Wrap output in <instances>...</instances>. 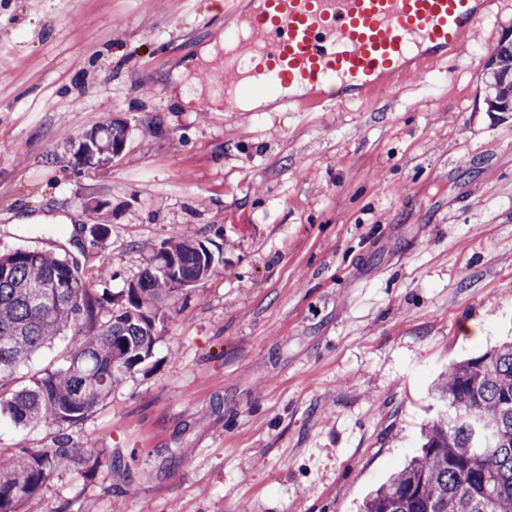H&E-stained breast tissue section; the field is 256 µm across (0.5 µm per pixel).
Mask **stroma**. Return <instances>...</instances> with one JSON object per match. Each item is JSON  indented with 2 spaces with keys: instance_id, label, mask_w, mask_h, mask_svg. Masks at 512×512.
I'll return each mask as SVG.
<instances>
[{
  "instance_id": "35a3bbf8",
  "label": "stroma",
  "mask_w": 512,
  "mask_h": 512,
  "mask_svg": "<svg viewBox=\"0 0 512 512\" xmlns=\"http://www.w3.org/2000/svg\"><path fill=\"white\" fill-rule=\"evenodd\" d=\"M224 20L217 0H0V254L76 259L114 294L167 239L223 257L72 428L96 471L62 467L20 512H361L437 377L512 340V112L484 104L512 0L426 77L312 112L212 111L207 69L171 96ZM115 119L124 153L75 167ZM53 436L0 417V465Z\"/></svg>"
}]
</instances>
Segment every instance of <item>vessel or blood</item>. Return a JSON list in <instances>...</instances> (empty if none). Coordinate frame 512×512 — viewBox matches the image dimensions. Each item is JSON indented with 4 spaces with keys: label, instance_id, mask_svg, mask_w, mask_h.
I'll use <instances>...</instances> for the list:
<instances>
[{
    "label": "vessel or blood",
    "instance_id": "obj_1",
    "mask_svg": "<svg viewBox=\"0 0 512 512\" xmlns=\"http://www.w3.org/2000/svg\"><path fill=\"white\" fill-rule=\"evenodd\" d=\"M247 28L216 85L303 88L296 111L378 98L406 77L450 60L482 18V0H253Z\"/></svg>",
    "mask_w": 512,
    "mask_h": 512
}]
</instances>
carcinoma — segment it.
Listing matches in <instances>:
<instances>
[{
	"label": "carcinoma",
	"mask_w": 512,
	"mask_h": 512,
	"mask_svg": "<svg viewBox=\"0 0 512 512\" xmlns=\"http://www.w3.org/2000/svg\"><path fill=\"white\" fill-rule=\"evenodd\" d=\"M495 54L501 80L487 86L492 112H512V42ZM97 139L88 166L111 157L112 129ZM219 259L199 239L175 238L153 250L120 300L101 293L74 259L16 249L0 255V416L17 427L56 429L53 447L21 449L0 468V512H19L67 463L91 462L68 429L106 401L123 373L152 357L171 302L200 283ZM60 336L73 342L64 364L16 390L14 375ZM434 393L448 410L430 422L418 455L366 500L364 512H512V343L448 367Z\"/></svg>",
	"instance_id": "1"
}]
</instances>
